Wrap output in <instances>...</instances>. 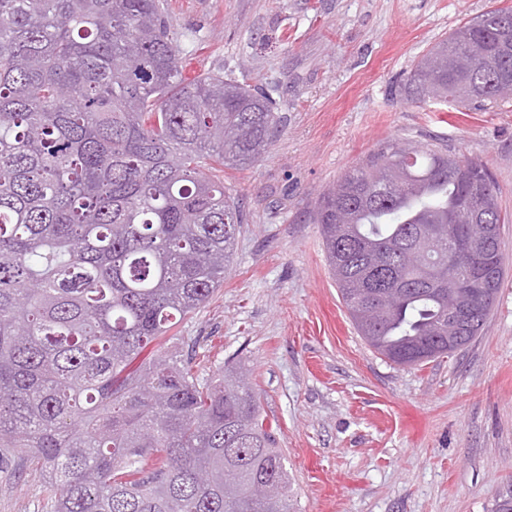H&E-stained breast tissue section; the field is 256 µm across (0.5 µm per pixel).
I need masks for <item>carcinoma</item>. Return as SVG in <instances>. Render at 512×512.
Instances as JSON below:
<instances>
[{
  "mask_svg": "<svg viewBox=\"0 0 512 512\" xmlns=\"http://www.w3.org/2000/svg\"><path fill=\"white\" fill-rule=\"evenodd\" d=\"M512 8L469 20L416 64L406 100L512 95ZM164 0H0V462L40 466L54 512H294L258 395L234 367L192 373L160 344L224 284L243 209L224 169L256 163L276 101L183 78ZM488 166L385 141L310 211L352 324L404 366L468 346L503 279ZM494 225L467 320L448 234Z\"/></svg>",
  "mask_w": 512,
  "mask_h": 512,
  "instance_id": "carcinoma-1",
  "label": "carcinoma"
}]
</instances>
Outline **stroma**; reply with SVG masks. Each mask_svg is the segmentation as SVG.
Listing matches in <instances>:
<instances>
[{"instance_id": "1", "label": "stroma", "mask_w": 512, "mask_h": 512, "mask_svg": "<svg viewBox=\"0 0 512 512\" xmlns=\"http://www.w3.org/2000/svg\"><path fill=\"white\" fill-rule=\"evenodd\" d=\"M183 76L271 92L280 133L224 182L245 221L224 283L172 328L207 378L244 365L299 512H497L512 498V98L484 107L401 93L448 33L512 0H168ZM487 163L506 221L504 278L479 336L417 366L357 332L309 213L386 140ZM0 512H51L40 475L0 464Z\"/></svg>"}]
</instances>
